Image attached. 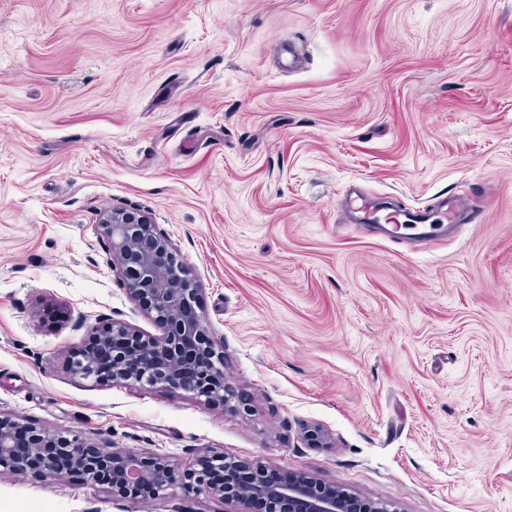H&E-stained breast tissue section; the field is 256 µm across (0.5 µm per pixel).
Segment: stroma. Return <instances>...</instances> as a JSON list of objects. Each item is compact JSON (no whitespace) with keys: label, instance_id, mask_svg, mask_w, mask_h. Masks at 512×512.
Segmentation results:
<instances>
[{"label":"stroma","instance_id":"stroma-1","mask_svg":"<svg viewBox=\"0 0 512 512\" xmlns=\"http://www.w3.org/2000/svg\"><path fill=\"white\" fill-rule=\"evenodd\" d=\"M353 184L484 221L432 251L355 235ZM112 207L191 268L250 413L62 370L78 316L160 334L105 262ZM0 411L394 512H512V0H0ZM90 506L236 512L0 475V512Z\"/></svg>","mask_w":512,"mask_h":512}]
</instances>
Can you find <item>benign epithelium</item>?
Returning a JSON list of instances; mask_svg holds the SVG:
<instances>
[{"mask_svg":"<svg viewBox=\"0 0 512 512\" xmlns=\"http://www.w3.org/2000/svg\"><path fill=\"white\" fill-rule=\"evenodd\" d=\"M99 228L108 243V263L119 270L130 297L153 318L162 334L147 338L120 320L96 323L88 327L81 347L66 356L65 371L74 379L98 385L161 386L207 404L227 405L232 389L224 374V341L211 336L197 306L201 288L169 239L148 215L121 207L103 212ZM109 458L112 471L103 482L98 461ZM242 465L252 470L246 492L234 480L235 469ZM66 467L121 502L158 496L178 484L189 497L205 495L235 502L241 512H250L255 499L264 501L268 512H278L285 499L304 507L303 512H393L304 473L291 475L284 484L270 485L263 477L265 465L228 458L220 451L201 450L185 467L159 453L150 454L147 463L129 451H100L91 456L88 446L75 435L50 433L0 412V474H34L44 487L51 488Z\"/></svg>","mask_w":512,"mask_h":512,"instance_id":"1","label":"benign epithelium"}]
</instances>
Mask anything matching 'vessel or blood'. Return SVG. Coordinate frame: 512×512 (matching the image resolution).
<instances>
[{"mask_svg": "<svg viewBox=\"0 0 512 512\" xmlns=\"http://www.w3.org/2000/svg\"><path fill=\"white\" fill-rule=\"evenodd\" d=\"M339 213L347 217L357 229H365L379 224V206L363 196L362 192L347 189L339 199ZM393 222L386 233L390 237L408 242L414 246H424L447 235L449 225L467 222L480 223L481 212L475 211L470 202L461 197H450L438 201L430 207H407L393 211Z\"/></svg>", "mask_w": 512, "mask_h": 512, "instance_id": "b4317fda", "label": "vessel or blood"}]
</instances>
